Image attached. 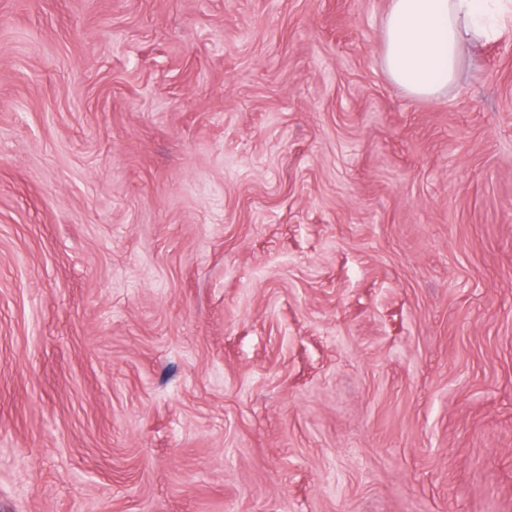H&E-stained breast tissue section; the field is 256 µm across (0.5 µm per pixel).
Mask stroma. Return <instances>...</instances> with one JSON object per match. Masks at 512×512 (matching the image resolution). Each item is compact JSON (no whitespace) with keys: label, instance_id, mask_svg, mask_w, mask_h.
Returning a JSON list of instances; mask_svg holds the SVG:
<instances>
[{"label":"stroma","instance_id":"1","mask_svg":"<svg viewBox=\"0 0 512 512\" xmlns=\"http://www.w3.org/2000/svg\"><path fill=\"white\" fill-rule=\"evenodd\" d=\"M388 2L0 0V512H512V35ZM511 22L510 0H389L384 70L410 95L435 96L454 82L467 44L503 36Z\"/></svg>","mask_w":512,"mask_h":512}]
</instances>
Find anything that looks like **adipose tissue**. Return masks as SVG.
<instances>
[{"mask_svg": "<svg viewBox=\"0 0 512 512\" xmlns=\"http://www.w3.org/2000/svg\"><path fill=\"white\" fill-rule=\"evenodd\" d=\"M512 30V0H389L383 66L410 95L432 97L455 80L465 46Z\"/></svg>", "mask_w": 512, "mask_h": 512, "instance_id": "obj_1", "label": "adipose tissue"}]
</instances>
